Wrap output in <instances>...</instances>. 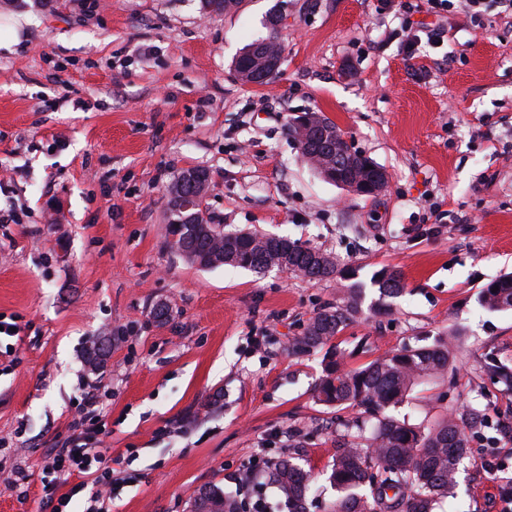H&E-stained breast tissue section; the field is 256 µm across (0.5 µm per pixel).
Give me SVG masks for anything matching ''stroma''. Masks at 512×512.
<instances>
[{"instance_id":"1","label":"stroma","mask_w":512,"mask_h":512,"mask_svg":"<svg viewBox=\"0 0 512 512\" xmlns=\"http://www.w3.org/2000/svg\"><path fill=\"white\" fill-rule=\"evenodd\" d=\"M383 0H241L206 16L200 0H0V512H50L47 453L74 403L104 426L100 449L120 484L110 512H192L203 487L250 500L248 461L298 458L318 473L355 415L317 402L323 351L292 338L360 283L364 298L333 345L356 368L390 351L453 338L447 375L393 414L430 422L474 406L481 424L454 498L437 512H506L512 311L480 303L512 274V13H449L443 41L402 44ZM278 30L269 83L240 80L242 48ZM315 112L384 168L361 196L302 159L288 126ZM209 170L207 216L228 229L285 235L335 257L342 276L311 282L272 268L201 269L165 241L169 187ZM404 291L376 315L375 272ZM169 309L166 324L153 317ZM109 342L100 368L88 350Z\"/></svg>"}]
</instances>
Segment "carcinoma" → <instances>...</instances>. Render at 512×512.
I'll list each match as a JSON object with an SVG mask.
<instances>
[{
  "label": "carcinoma",
  "mask_w": 512,
  "mask_h": 512,
  "mask_svg": "<svg viewBox=\"0 0 512 512\" xmlns=\"http://www.w3.org/2000/svg\"><path fill=\"white\" fill-rule=\"evenodd\" d=\"M203 13L222 15L239 0H200ZM281 15L269 18L270 34L248 45L235 61L238 75L251 74L259 65L282 57L277 37ZM290 133L302 156L315 170L332 151L311 142L310 130L298 120ZM211 183L210 173L201 168L183 171L170 190L167 245L186 262L199 264L201 254L209 266L229 265L253 271L263 266L279 267L308 280H325L336 275L333 257L284 236L261 232L243 234L212 224L203 206ZM195 198V208L183 212L176 200ZM382 296L402 292L399 273L383 268L372 277ZM363 294L360 284L346 289L343 305L318 312L305 334L294 339L291 349L306 353L328 345L352 321ZM490 310H512V275L489 283L482 294ZM450 342L444 338L432 345L389 352L363 367L347 369L343 356L325 354V376L316 387L319 402L356 410L347 433L336 441L330 473L331 484L340 492L332 512H433L434 504L453 494L457 475L467 453L468 432L480 423L478 412L468 407L432 424H410L388 413L402 404L420 385L445 375L451 363ZM311 474L290 459L274 462L269 484L288 502L289 512H307L306 493ZM197 512H240L241 504L229 493L205 487L194 499Z\"/></svg>",
  "instance_id": "carcinoma-1"
}]
</instances>
